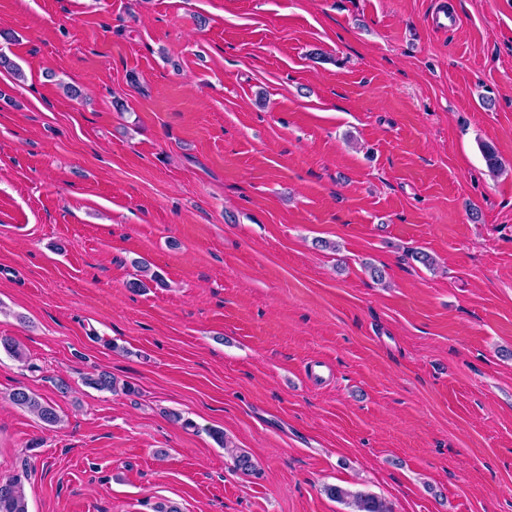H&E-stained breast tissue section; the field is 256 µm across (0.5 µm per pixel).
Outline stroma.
<instances>
[{
  "mask_svg": "<svg viewBox=\"0 0 512 512\" xmlns=\"http://www.w3.org/2000/svg\"><path fill=\"white\" fill-rule=\"evenodd\" d=\"M0 30L29 512H512V0H0ZM11 396L16 405L37 414V416L47 424H54L58 421V416L53 406L34 393L19 388L15 390ZM326 493L347 505L350 512H392L385 501L373 495L353 492L339 486L327 487Z\"/></svg>",
  "mask_w": 512,
  "mask_h": 512,
  "instance_id": "obj_1",
  "label": "stroma"
}]
</instances>
